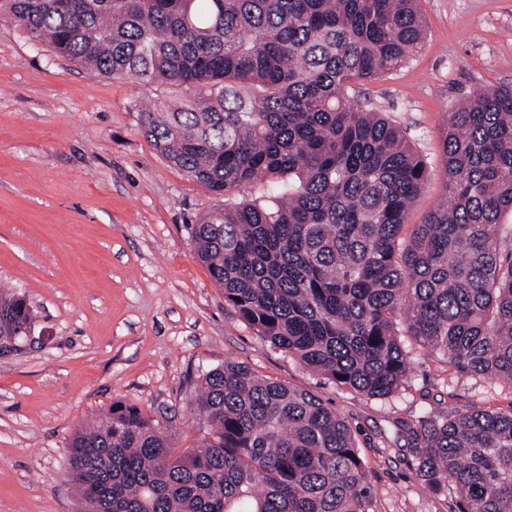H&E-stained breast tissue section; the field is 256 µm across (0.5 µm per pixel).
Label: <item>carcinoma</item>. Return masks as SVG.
<instances>
[{
    "label": "carcinoma",
    "instance_id": "1",
    "mask_svg": "<svg viewBox=\"0 0 512 512\" xmlns=\"http://www.w3.org/2000/svg\"><path fill=\"white\" fill-rule=\"evenodd\" d=\"M0 0V21L83 69L180 89L140 113L203 188L262 196L208 213L189 238L224 301L264 342L338 386L386 397L405 382L402 338L512 382V87L465 98L441 126L446 201L408 225L424 156L352 86L421 48L418 0ZM36 330L0 291V341ZM206 424L172 429L114 402L69 441L83 512H366L347 419L228 361L200 377ZM417 477L460 493L455 512H512V408L427 414L407 428Z\"/></svg>",
    "mask_w": 512,
    "mask_h": 512
}]
</instances>
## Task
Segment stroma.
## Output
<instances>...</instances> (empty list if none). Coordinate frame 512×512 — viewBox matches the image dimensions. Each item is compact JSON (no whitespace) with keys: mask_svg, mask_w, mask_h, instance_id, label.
Segmentation results:
<instances>
[{"mask_svg":"<svg viewBox=\"0 0 512 512\" xmlns=\"http://www.w3.org/2000/svg\"><path fill=\"white\" fill-rule=\"evenodd\" d=\"M426 38L404 66L360 88L431 164L409 216L444 198L440 124L462 96L512 86V0H419ZM171 87L115 80L52 54L0 21V289L23 292L45 344L0 358V512H78L65 469L72 432L114 401L199 438L189 408L202 373L234 360L307 391L349 422L368 512H454L416 475L406 430L449 408H512L487 379L409 342L398 393L370 398L263 342L224 301L186 227L222 210L172 167L139 112Z\"/></svg>","mask_w":512,"mask_h":512,"instance_id":"stroma-1","label":"stroma"}]
</instances>
